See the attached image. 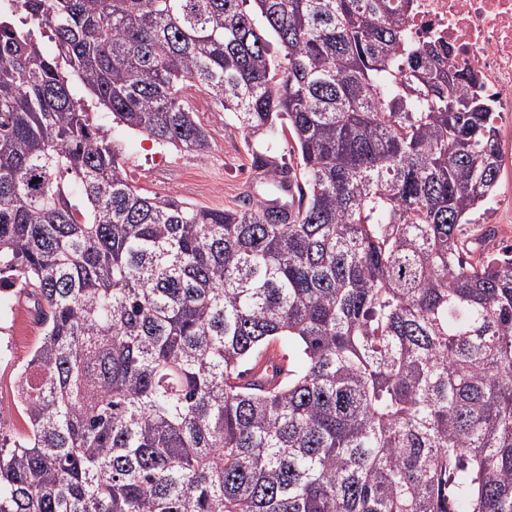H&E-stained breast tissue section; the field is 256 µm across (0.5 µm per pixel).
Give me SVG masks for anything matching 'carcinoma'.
<instances>
[{
	"label": "carcinoma",
	"mask_w": 512,
	"mask_h": 512,
	"mask_svg": "<svg viewBox=\"0 0 512 512\" xmlns=\"http://www.w3.org/2000/svg\"><path fill=\"white\" fill-rule=\"evenodd\" d=\"M409 7L0 10V279L41 327L0 512H512V247L462 239L498 128ZM189 83L272 181L288 132L292 214L142 194L82 105L204 149Z\"/></svg>",
	"instance_id": "obj_1"
}]
</instances>
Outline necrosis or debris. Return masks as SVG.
Here are the masks:
<instances>
[{"instance_id":"obj_1","label":"necrosis or debris","mask_w":512,"mask_h":512,"mask_svg":"<svg viewBox=\"0 0 512 512\" xmlns=\"http://www.w3.org/2000/svg\"><path fill=\"white\" fill-rule=\"evenodd\" d=\"M404 25L444 44L450 68L478 75L496 124L512 130V0H412Z\"/></svg>"}]
</instances>
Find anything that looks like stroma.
I'll return each mask as SVG.
<instances>
[{
	"label": "stroma",
	"instance_id": "35a3bbf8",
	"mask_svg": "<svg viewBox=\"0 0 512 512\" xmlns=\"http://www.w3.org/2000/svg\"><path fill=\"white\" fill-rule=\"evenodd\" d=\"M185 94L208 131L209 145L205 149L181 152L160 149L143 134L113 127L111 115L98 111L93 100H85L84 107L95 113L98 123L112 127L121 148L124 173L146 195H175L212 209L233 207L248 198H269L268 185L255 176L243 132L225 121L223 109L202 88L189 87ZM7 299L15 305L27 337L26 344L15 356H7L0 350V401L11 405L18 393L19 374L41 329L29 314L24 298L11 292Z\"/></svg>",
	"mask_w": 512,
	"mask_h": 512
}]
</instances>
